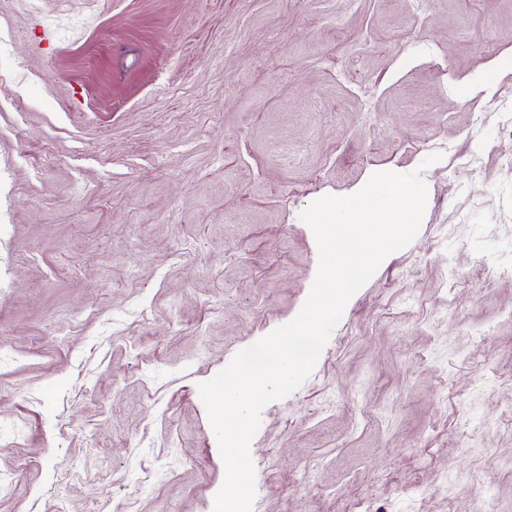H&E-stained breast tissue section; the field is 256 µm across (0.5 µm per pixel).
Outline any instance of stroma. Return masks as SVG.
Returning <instances> with one entry per match:
<instances>
[{"instance_id": "1", "label": "stroma", "mask_w": 512, "mask_h": 512, "mask_svg": "<svg viewBox=\"0 0 512 512\" xmlns=\"http://www.w3.org/2000/svg\"><path fill=\"white\" fill-rule=\"evenodd\" d=\"M511 50L512 0H0V512H212L199 386L303 305L301 210L418 168L252 512H512Z\"/></svg>"}]
</instances>
